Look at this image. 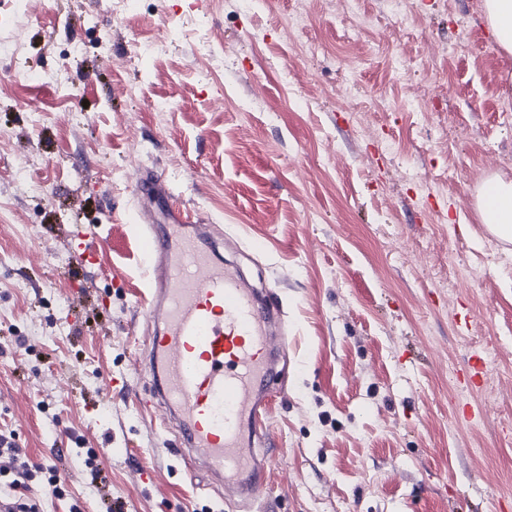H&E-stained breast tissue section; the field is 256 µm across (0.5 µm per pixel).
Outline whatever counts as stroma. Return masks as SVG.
I'll list each match as a JSON object with an SVG mask.
<instances>
[{"mask_svg":"<svg viewBox=\"0 0 512 512\" xmlns=\"http://www.w3.org/2000/svg\"><path fill=\"white\" fill-rule=\"evenodd\" d=\"M191 3L0 0V433L15 450L0 495L28 461L42 470L20 494L36 512H499L512 242L480 223L475 196L489 174L512 177V56L481 0L406 14L357 0L352 37L344 0ZM174 25L151 63L127 65ZM17 70L29 81L11 84ZM146 169L189 223L212 225L247 287L283 303L253 499L187 476L178 429L138 406ZM475 354L483 379L465 391ZM108 373L124 388L105 389Z\"/></svg>","mask_w":512,"mask_h":512,"instance_id":"stroma-1","label":"stroma"}]
</instances>
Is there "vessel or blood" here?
<instances>
[{
    "label": "vessel or blood",
    "instance_id": "obj_1",
    "mask_svg": "<svg viewBox=\"0 0 512 512\" xmlns=\"http://www.w3.org/2000/svg\"><path fill=\"white\" fill-rule=\"evenodd\" d=\"M146 226L141 235L152 269V324L147 370L154 394L172 410L192 466L255 493L263 473L245 435L255 432L267 401L268 355L286 344L271 326L278 298L258 300L238 270L219 261L203 225H188L153 171L135 184Z\"/></svg>",
    "mask_w": 512,
    "mask_h": 512
}]
</instances>
